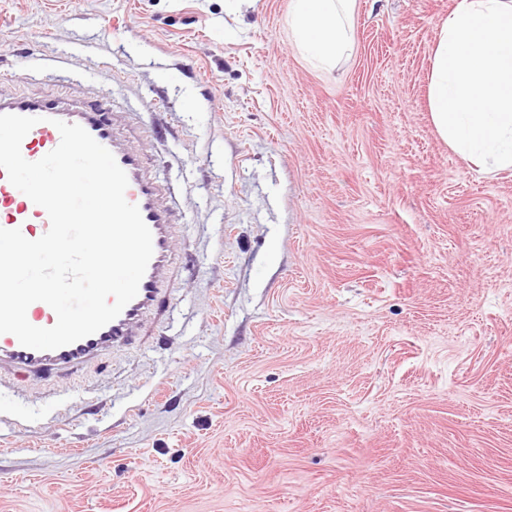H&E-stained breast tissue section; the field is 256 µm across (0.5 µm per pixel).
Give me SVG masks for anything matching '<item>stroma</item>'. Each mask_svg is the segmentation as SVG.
<instances>
[{
    "instance_id": "35a3bbf8",
    "label": "stroma",
    "mask_w": 512,
    "mask_h": 512,
    "mask_svg": "<svg viewBox=\"0 0 512 512\" xmlns=\"http://www.w3.org/2000/svg\"><path fill=\"white\" fill-rule=\"evenodd\" d=\"M0 0V96L112 97L178 226L133 344L0 381V512H512V170L430 118L452 0ZM355 0H291L293 44L319 66H331L352 51L350 17Z\"/></svg>"
}]
</instances>
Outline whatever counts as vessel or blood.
I'll use <instances>...</instances> for the list:
<instances>
[{
	"label": "vessel or blood",
	"instance_id": "b4317fda",
	"mask_svg": "<svg viewBox=\"0 0 512 512\" xmlns=\"http://www.w3.org/2000/svg\"><path fill=\"white\" fill-rule=\"evenodd\" d=\"M0 114L36 118V125L21 142L26 160L36 161L55 149L60 142L56 121L82 126L99 144L114 155L126 173L125 198L138 206L152 233L153 256L140 282L137 296L120 315L96 333L55 350L40 351L20 344L10 333L0 334V375L7 371L32 375L60 366L84 363L113 346L128 343L139 317L147 311H162L165 301V276L172 263L174 223L170 209L162 201V185L146 160L125 147L116 137L110 95H101L91 105L55 98H0ZM46 210L33 203L14 187L0 169V228L20 230L26 239H36L37 228H49ZM28 321L36 327L49 328L57 321L54 310L37 301L27 309Z\"/></svg>",
	"mask_w": 512,
	"mask_h": 512
}]
</instances>
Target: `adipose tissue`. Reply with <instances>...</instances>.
Masks as SVG:
<instances>
[{
	"label": "adipose tissue",
	"instance_id": "1",
	"mask_svg": "<svg viewBox=\"0 0 512 512\" xmlns=\"http://www.w3.org/2000/svg\"><path fill=\"white\" fill-rule=\"evenodd\" d=\"M355 0H290L293 44L331 66L352 50ZM432 124L482 172L512 169V0H452L433 48Z\"/></svg>",
	"mask_w": 512,
	"mask_h": 512
}]
</instances>
